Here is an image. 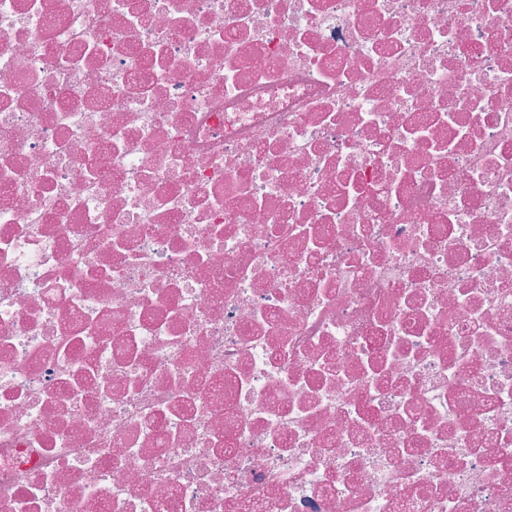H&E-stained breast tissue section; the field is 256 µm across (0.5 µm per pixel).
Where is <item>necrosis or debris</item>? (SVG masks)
Segmentation results:
<instances>
[{
    "label": "necrosis or debris",
    "instance_id": "4bbe7bcc",
    "mask_svg": "<svg viewBox=\"0 0 512 512\" xmlns=\"http://www.w3.org/2000/svg\"><path fill=\"white\" fill-rule=\"evenodd\" d=\"M0 512H512V0H0Z\"/></svg>",
    "mask_w": 512,
    "mask_h": 512
}]
</instances>
